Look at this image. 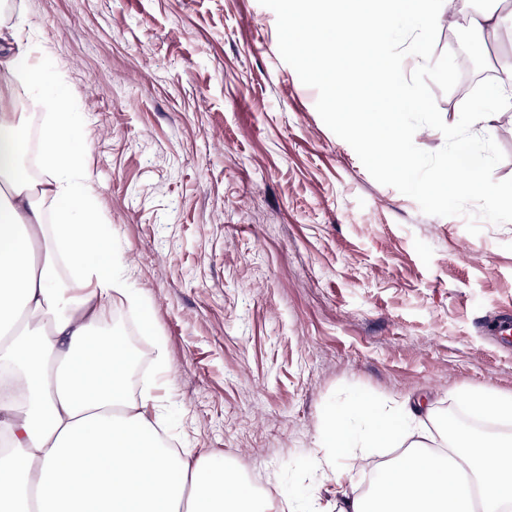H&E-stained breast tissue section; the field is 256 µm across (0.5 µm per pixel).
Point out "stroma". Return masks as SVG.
Instances as JSON below:
<instances>
[{"instance_id": "35a3bbf8", "label": "stroma", "mask_w": 512, "mask_h": 512, "mask_svg": "<svg viewBox=\"0 0 512 512\" xmlns=\"http://www.w3.org/2000/svg\"><path fill=\"white\" fill-rule=\"evenodd\" d=\"M37 59L82 118L73 145L133 294L112 311L138 337L163 436L260 473L282 508L333 512L312 448L358 400L419 401L439 420L459 396L512 394V348L485 321L512 314V223L470 234L376 182L320 118L317 92L278 51L259 0H8ZM507 0H454L449 15ZM51 90L27 91L42 154ZM506 155L512 111L477 123Z\"/></svg>"}]
</instances>
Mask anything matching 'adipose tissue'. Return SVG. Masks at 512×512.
I'll list each match as a JSON object with an SVG mask.
<instances>
[{
	"label": "adipose tissue",
	"instance_id": "1",
	"mask_svg": "<svg viewBox=\"0 0 512 512\" xmlns=\"http://www.w3.org/2000/svg\"><path fill=\"white\" fill-rule=\"evenodd\" d=\"M0 68V335L16 319L35 329L0 354L13 395L0 392V512H276L220 455L166 447L152 386L130 397L132 354L106 338V310L131 291L116 274L112 237L94 205L97 188L72 156L80 118L55 103L42 134L43 170L22 162L27 125L19 87L49 76L30 42L14 38ZM53 205L54 222L44 224ZM79 274L60 284L56 262ZM356 402L334 417L313 450L344 475L372 449L389 448L402 422ZM410 445L367 492L344 494L338 512H512V433H477L452 421L410 426Z\"/></svg>",
	"mask_w": 512,
	"mask_h": 512
}]
</instances>
